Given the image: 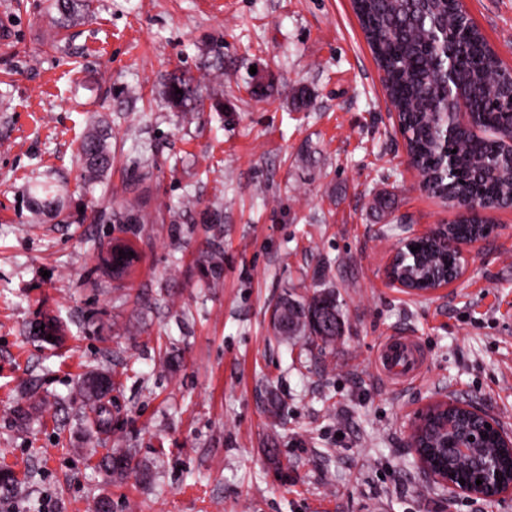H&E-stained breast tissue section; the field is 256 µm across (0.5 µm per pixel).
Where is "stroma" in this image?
<instances>
[{
    "instance_id": "1",
    "label": "stroma",
    "mask_w": 512,
    "mask_h": 512,
    "mask_svg": "<svg viewBox=\"0 0 512 512\" xmlns=\"http://www.w3.org/2000/svg\"><path fill=\"white\" fill-rule=\"evenodd\" d=\"M512 68V0H465ZM0 467L10 512H512L451 497L408 446L417 414L461 401L512 432V209L467 252L456 285L418 298L385 268L397 245L455 204L425 192L350 0H91L57 29L48 0H0ZM174 74L203 102L163 97ZM271 96L252 93L256 75ZM309 105L296 109L293 90ZM112 127V172L87 189L79 140ZM51 174L63 209L31 221L28 182ZM389 193L393 210L372 208ZM139 198L162 224L95 211ZM120 238L125 283L101 265ZM220 250V274L203 253ZM330 292L343 325L327 348L282 338L284 294ZM68 343L36 339L47 318ZM426 356L401 385L381 341ZM111 372L112 444L153 471L112 481L88 460L79 375ZM31 410L19 425L17 408ZM376 366L389 380L397 383L416 377L424 356L418 342L411 336H389L378 347Z\"/></svg>"
}]
</instances>
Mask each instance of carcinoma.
Returning a JSON list of instances; mask_svg holds the SVG:
<instances>
[{"label": "carcinoma", "instance_id": "cac0c4a2", "mask_svg": "<svg viewBox=\"0 0 512 512\" xmlns=\"http://www.w3.org/2000/svg\"><path fill=\"white\" fill-rule=\"evenodd\" d=\"M84 6L85 0H51L62 29ZM353 9L385 72L383 85L399 112L408 153L427 191L450 201L470 197L482 207L511 206L512 158L500 150V143L512 139L508 117L512 83L503 75L498 56L472 22L461 15L455 0H353ZM447 35L455 48L450 85L438 63V42ZM178 88L182 93H175ZM164 96L184 112L200 102L196 89L178 76L169 79ZM461 110L471 114L472 127L445 138L446 113ZM79 154L88 181L108 174L112 170L109 125L93 127L81 140ZM60 195L61 190L48 175H36L30 195L34 214L55 210ZM130 216L143 224L162 219L143 213L132 201L109 214H99L113 224ZM491 232L489 223L465 214L448 232V238L413 242L420 250L404 252L397 274L417 291H424L456 265L457 258L447 241L466 240L474 234L487 237ZM273 321L276 326L286 322V329L277 331L280 336H306L326 345L339 332L341 313L330 293L304 301L287 295L275 305ZM92 376V372L83 374L79 389L95 414L98 432L106 433L112 424L111 399L92 389ZM449 422L467 424L471 419L459 411L441 412L426 420L422 442L439 449L440 465L448 467L456 478H465L467 461L442 447L443 426ZM101 465L119 478L138 469L133 457L120 448L106 449Z\"/></svg>", "mask_w": 512, "mask_h": 512}]
</instances>
